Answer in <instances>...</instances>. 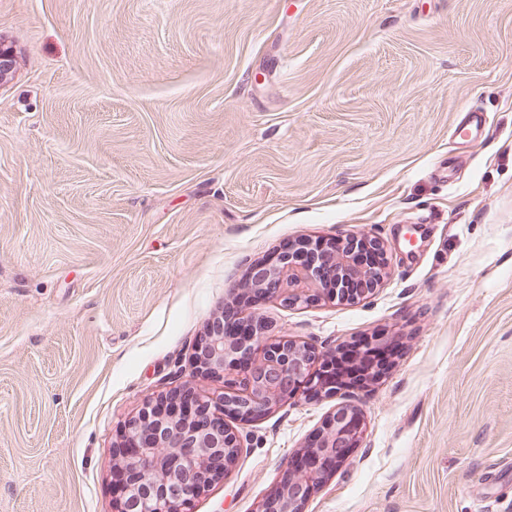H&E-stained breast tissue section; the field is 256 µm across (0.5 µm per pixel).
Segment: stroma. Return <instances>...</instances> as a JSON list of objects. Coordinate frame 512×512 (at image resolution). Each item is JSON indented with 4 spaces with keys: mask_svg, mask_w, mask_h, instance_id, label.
<instances>
[{
    "mask_svg": "<svg viewBox=\"0 0 512 512\" xmlns=\"http://www.w3.org/2000/svg\"><path fill=\"white\" fill-rule=\"evenodd\" d=\"M0 40V512H116L125 421L251 265L362 234L373 295L248 312L393 367L247 422L192 512H255L341 403L305 512H512V0H0Z\"/></svg>",
    "mask_w": 512,
    "mask_h": 512,
    "instance_id": "obj_1",
    "label": "stroma"
}]
</instances>
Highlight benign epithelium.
I'll return each mask as SVG.
<instances>
[{
	"label": "benign epithelium",
	"instance_id": "benign-epithelium-1",
	"mask_svg": "<svg viewBox=\"0 0 512 512\" xmlns=\"http://www.w3.org/2000/svg\"><path fill=\"white\" fill-rule=\"evenodd\" d=\"M383 269L382 265L356 269L348 253L336 250V241L304 237L277 259L255 263L249 279L252 288L288 308L322 298L356 300L343 287L344 274L369 284L359 294L364 298L381 282ZM247 321L250 332L241 338L224 335L218 316L206 326L186 380V388L194 392L196 413L165 412L171 396L167 392L145 401L127 421L122 442H132L135 448L112 468L125 475V500L119 502L118 512H190L193 501L213 484L208 462L223 460L227 473L248 442V437L224 423V417L245 423L274 412L301 388H309L312 395L327 390L316 373V364L326 353L305 342L271 335L259 318L249 316ZM242 357L252 360L244 369L239 366ZM200 376L221 377L224 385L196 391L191 383ZM350 416L348 410H336L303 448L325 467L297 469L303 477L292 478L277 494L265 498L258 512H302L312 492L358 447L360 433L347 425Z\"/></svg>",
	"mask_w": 512,
	"mask_h": 512
}]
</instances>
